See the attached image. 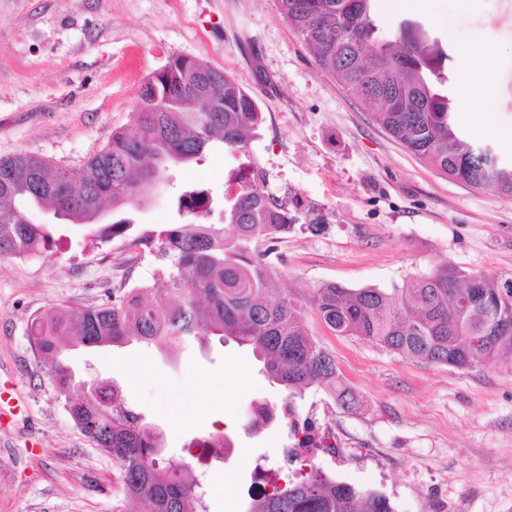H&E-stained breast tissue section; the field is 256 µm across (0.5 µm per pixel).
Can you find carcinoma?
I'll return each instance as SVG.
<instances>
[{"label": "carcinoma", "mask_w": 512, "mask_h": 512, "mask_svg": "<svg viewBox=\"0 0 512 512\" xmlns=\"http://www.w3.org/2000/svg\"><path fill=\"white\" fill-rule=\"evenodd\" d=\"M282 14L319 68L334 77L392 137L426 164L474 188L512 199V161L467 144L452 120L456 105L444 90L447 55L416 41L405 29L394 41L380 32L373 0H279ZM171 70L154 72L141 87L140 107L131 126L112 133L82 167L79 183L31 154L0 157V257L38 255L50 242L47 227L27 214L51 209L71 224L92 227L107 240L125 234L127 218L100 224L82 202L91 198L117 212L141 202L156 174L173 165L202 164L219 142L246 154L248 133L260 120L255 99L230 74L210 88L216 112L200 110L191 86L175 90L176 80L196 65L181 56ZM162 108L147 112V101ZM260 176L237 186L232 196H216L197 185L176 200L184 224H164L139 239L159 260L157 278L165 291L141 286L95 306L54 304L37 314L31 339L52 367L58 392L69 390L65 347L154 345L169 352L207 336L251 349L262 372L288 391L283 411L296 413L293 399L321 386L347 411L359 401L345 385L335 359L308 333L302 305L293 294L278 293L277 271L264 256L297 216L288 204L265 194ZM224 206V228L203 224L193 202ZM312 306L334 333L376 342L406 359L467 369L512 354V277L466 272L445 264L400 288H346L328 283L317 289ZM277 408L254 405L248 426L258 419L277 422ZM92 426L112 448L124 491L142 512H206L198 483L187 466L163 458L162 436L145 416L126 407L112 385V403L83 400L69 412ZM245 512H393L388 499L338 482L314 465L272 482V490L249 494Z\"/></svg>", "instance_id": "carcinoma-1"}]
</instances>
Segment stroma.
Segmentation results:
<instances>
[{
  "instance_id": "obj_1",
  "label": "stroma",
  "mask_w": 512,
  "mask_h": 512,
  "mask_svg": "<svg viewBox=\"0 0 512 512\" xmlns=\"http://www.w3.org/2000/svg\"><path fill=\"white\" fill-rule=\"evenodd\" d=\"M379 26L411 21L447 55L499 49L495 118L512 127V0H377ZM232 74L256 99L260 121L245 153L214 146L203 165L176 167L141 205L124 209V235L45 212L49 252L0 257V512H133L116 465L74 424L32 351L33 316L56 303H102L153 284L156 257L139 240L178 222L182 186L233 188L236 170L261 175L266 194L298 221L268 260L279 285L305 300V325L328 349L361 405L348 412L323 388L297 404L312 419L311 464L386 496L394 512H512V358L455 369L400 357L332 332L308 302L327 283L389 290L451 263L512 277V199L451 179L419 160L361 109L280 11L279 0H0V157L29 153L80 172L113 131L128 127L145 78L173 55ZM145 372L129 377L128 360ZM76 374L116 381L125 402L163 435L165 453L216 432L235 455L199 481L208 512H243L255 467L287 476V423L247 430L249 407L286 394L251 350L211 340L176 353L151 346L71 348Z\"/></svg>"
}]
</instances>
